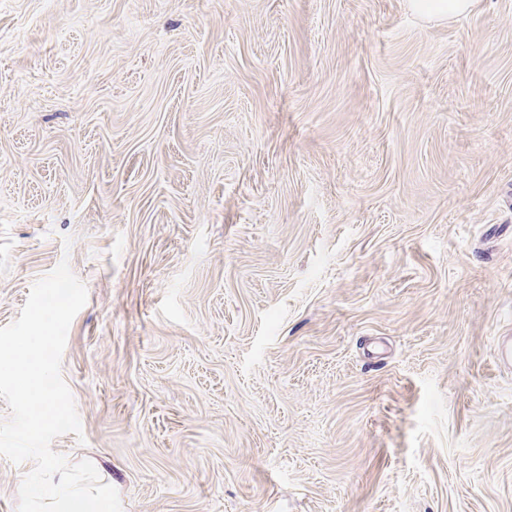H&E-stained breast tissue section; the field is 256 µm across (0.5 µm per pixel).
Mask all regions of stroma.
<instances>
[{
	"label": "stroma",
	"instance_id": "1",
	"mask_svg": "<svg viewBox=\"0 0 512 512\" xmlns=\"http://www.w3.org/2000/svg\"><path fill=\"white\" fill-rule=\"evenodd\" d=\"M64 258L122 512H512V0H0V327ZM412 9L425 17H449L470 8L471 0H411Z\"/></svg>",
	"mask_w": 512,
	"mask_h": 512
}]
</instances>
